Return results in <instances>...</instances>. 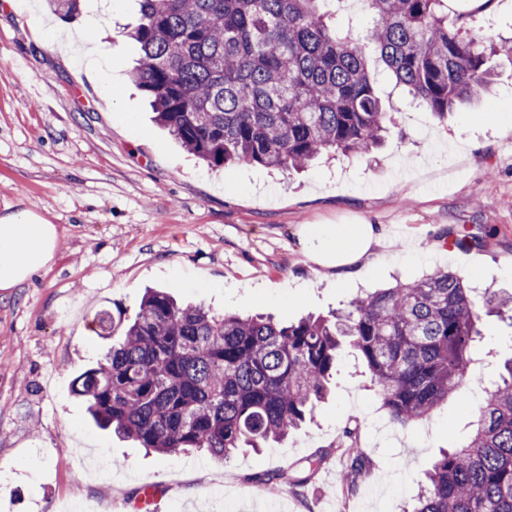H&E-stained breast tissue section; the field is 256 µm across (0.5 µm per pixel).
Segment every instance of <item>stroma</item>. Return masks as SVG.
<instances>
[{
  "mask_svg": "<svg viewBox=\"0 0 512 512\" xmlns=\"http://www.w3.org/2000/svg\"><path fill=\"white\" fill-rule=\"evenodd\" d=\"M137 0H84L66 20L44 0H0V208L57 224L54 261L0 290V512H139L155 486L158 512H403L442 450L463 444L483 400L465 385L425 421L393 424L361 360L344 349L331 395L285 442L217 463L201 453L158 455L91 422L72 381L108 343L103 310L133 317L146 289L166 288L214 313L281 321L325 315L366 289L447 268L473 287L512 296V58L492 59L495 90L445 119L394 94L380 150L321 159L286 177L258 165L215 171L153 123L132 81L139 48L124 30ZM478 37H512V0L471 17ZM94 36L117 77L110 99L77 61ZM368 222L390 244L378 267L345 282L318 279L306 224ZM478 246L449 250L451 235ZM481 369L512 358V321L482 325ZM355 430L367 466L355 489L329 494L325 471L301 487L259 490L252 478L302 475L307 458Z\"/></svg>",
  "mask_w": 512,
  "mask_h": 512,
  "instance_id": "35a3bbf8",
  "label": "stroma"
}]
</instances>
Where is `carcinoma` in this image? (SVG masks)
I'll return each mask as SVG.
<instances>
[{
  "mask_svg": "<svg viewBox=\"0 0 512 512\" xmlns=\"http://www.w3.org/2000/svg\"><path fill=\"white\" fill-rule=\"evenodd\" d=\"M138 2L133 80L157 123L213 168L257 164L289 175L324 154L360 159L391 121L370 62L443 119L490 89V57L506 53L462 37L472 13L448 14V0H362L372 17L363 37L333 24L319 0ZM48 6L65 19L81 10L80 0ZM511 304L447 269L291 323L217 315L153 289L73 392L95 424L142 448H201L224 461L282 441L314 414L345 339L390 419L406 428L482 379L483 312ZM486 393L470 440L440 454L412 512H512V358ZM346 457L351 486L366 461L352 447ZM321 462L309 460L304 476L253 481L303 485Z\"/></svg>",
  "mask_w": 512,
  "mask_h": 512,
  "instance_id": "1",
  "label": "carcinoma"
}]
</instances>
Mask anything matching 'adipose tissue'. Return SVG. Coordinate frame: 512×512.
Returning <instances> with one entry per match:
<instances>
[{"mask_svg": "<svg viewBox=\"0 0 512 512\" xmlns=\"http://www.w3.org/2000/svg\"><path fill=\"white\" fill-rule=\"evenodd\" d=\"M59 237L55 224L26 208L0 214V289L30 280L54 259ZM308 253L332 277L361 275L377 263L383 233L372 224H332L303 229Z\"/></svg>", "mask_w": 512, "mask_h": 512, "instance_id": "ef3b65f1", "label": "adipose tissue"}]
</instances>
